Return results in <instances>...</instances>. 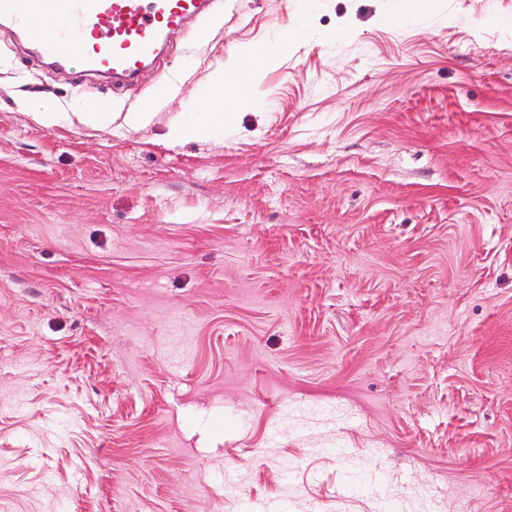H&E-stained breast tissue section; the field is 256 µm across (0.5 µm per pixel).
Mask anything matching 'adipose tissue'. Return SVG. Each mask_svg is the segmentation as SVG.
I'll return each instance as SVG.
<instances>
[{
    "instance_id": "1",
    "label": "adipose tissue",
    "mask_w": 512,
    "mask_h": 512,
    "mask_svg": "<svg viewBox=\"0 0 512 512\" xmlns=\"http://www.w3.org/2000/svg\"><path fill=\"white\" fill-rule=\"evenodd\" d=\"M277 59V52L264 49H253L240 55L234 67L225 72L212 89L201 94L203 123L191 128L181 119H173L168 133L170 141L179 143L188 138L205 139L214 124L231 120L249 100L247 86L257 66L275 63Z\"/></svg>"
}]
</instances>
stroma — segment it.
Segmentation results:
<instances>
[{
  "label": "stroma",
  "instance_id": "stroma-1",
  "mask_svg": "<svg viewBox=\"0 0 512 512\" xmlns=\"http://www.w3.org/2000/svg\"><path fill=\"white\" fill-rule=\"evenodd\" d=\"M211 14L131 84L0 23V512H512V0ZM278 60L277 51L249 50L237 59L234 67L225 72L218 83L200 96L204 122L194 128L188 127L180 118L172 120L169 139L180 143L187 138L205 139L210 128L217 123L230 121L249 100L248 82L260 64H274Z\"/></svg>",
  "mask_w": 512,
  "mask_h": 512
}]
</instances>
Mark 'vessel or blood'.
<instances>
[{
    "mask_svg": "<svg viewBox=\"0 0 512 512\" xmlns=\"http://www.w3.org/2000/svg\"><path fill=\"white\" fill-rule=\"evenodd\" d=\"M0 17L29 33L41 58L79 56L83 71L136 77L163 38L206 17L205 0H0Z\"/></svg>",
    "mask_w": 512,
    "mask_h": 512,
    "instance_id": "vessel-or-blood-1",
    "label": "vessel or blood"
}]
</instances>
